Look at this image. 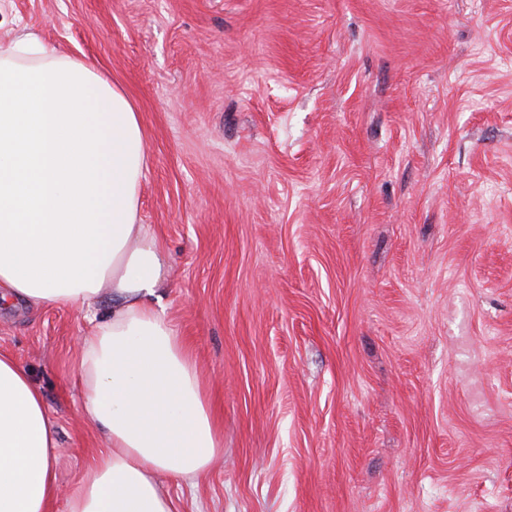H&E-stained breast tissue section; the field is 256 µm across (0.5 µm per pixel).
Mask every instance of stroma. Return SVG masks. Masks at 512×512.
<instances>
[{
	"label": "stroma",
	"instance_id": "stroma-1",
	"mask_svg": "<svg viewBox=\"0 0 512 512\" xmlns=\"http://www.w3.org/2000/svg\"><path fill=\"white\" fill-rule=\"evenodd\" d=\"M146 133L140 221L224 453L174 512H512V0H0ZM84 311L0 305L62 490Z\"/></svg>",
	"mask_w": 512,
	"mask_h": 512
}]
</instances>
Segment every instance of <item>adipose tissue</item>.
<instances>
[{
  "label": "adipose tissue",
  "mask_w": 512,
  "mask_h": 512,
  "mask_svg": "<svg viewBox=\"0 0 512 512\" xmlns=\"http://www.w3.org/2000/svg\"><path fill=\"white\" fill-rule=\"evenodd\" d=\"M146 138L126 94L26 32L0 47V301L91 312L74 371L110 450L68 492L41 391L0 352V512H173L158 475L224 448L199 367L155 297L164 245L139 217ZM111 297L112 307L97 306Z\"/></svg>",
  "instance_id": "obj_1"
}]
</instances>
